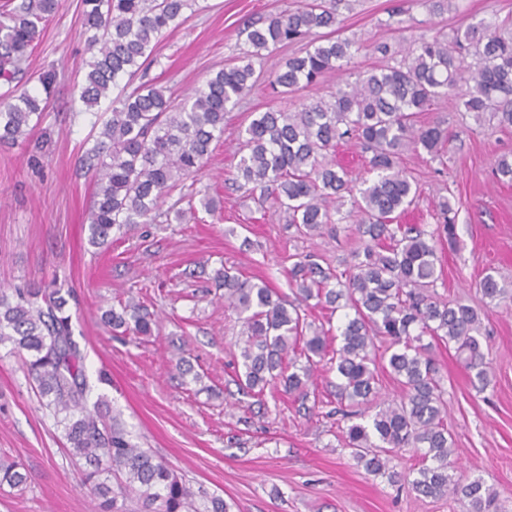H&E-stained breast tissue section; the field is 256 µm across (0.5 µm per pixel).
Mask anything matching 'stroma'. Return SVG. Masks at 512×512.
<instances>
[{"label": "stroma", "mask_w": 512, "mask_h": 512, "mask_svg": "<svg viewBox=\"0 0 512 512\" xmlns=\"http://www.w3.org/2000/svg\"><path fill=\"white\" fill-rule=\"evenodd\" d=\"M300 3L198 0L186 21L160 40L146 77L182 101L236 62L251 21ZM80 15V0H64L41 26L25 68L31 89L43 72L58 70L49 108L24 144L0 143V288L35 283L68 290L73 338L86 354L89 401L106 400L134 443L165 458L192 488L223 496L230 512H468L465 502L424 498L367 473L343 449L333 420L301 412L288 396L266 393L257 413L250 412L248 396L225 404L234 387L231 363L241 325L224 306L216 270L236 266L245 278L265 279L285 294L289 253L322 254L339 265L351 261L355 247L346 223L333 236L292 238L281 214L258 211L229 187L240 132L253 113L274 104L269 81L299 46L266 53L255 86L227 114L223 136L212 143L195 188L214 199L215 212L199 207L178 222L170 197L150 223L132 226L109 248H96L88 242L93 179L79 166L98 132L74 87L89 58ZM508 15L512 0H452L435 16L415 0H350L341 35L355 43L353 58L340 73L289 95L288 106L328 97L340 81L396 64L402 34L450 36ZM381 43L391 47L390 55L378 52ZM421 121L441 123L451 140L439 162L403 152L399 167L419 190L405 221L434 227L441 199H455L456 241L438 248L442 275L433 291L478 307L487 272L512 282V183L495 176L501 155L512 153V128L451 99L437 102ZM131 294L156 315L153 336L134 338L102 322L105 310ZM477 337L490 368L485 386L454 349L434 351L448 390L454 471L482 477L504 512H512V301L481 315ZM182 359L197 379L179 377ZM66 446L23 361L0 346V458L20 463L30 475L26 488L0 490V512H93L90 488Z\"/></svg>", "instance_id": "35a3bbf8"}]
</instances>
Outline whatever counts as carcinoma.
<instances>
[{"label": "carcinoma", "instance_id": "obj_1", "mask_svg": "<svg viewBox=\"0 0 512 512\" xmlns=\"http://www.w3.org/2000/svg\"><path fill=\"white\" fill-rule=\"evenodd\" d=\"M349 0H308L291 11L261 19L248 28L253 51L247 62L224 68L194 90L181 106L166 90L141 84L120 86L153 62L163 35L186 20L195 0H83L84 34L91 54L84 79L76 82L85 110L110 100L95 144L80 158L96 179L89 211V242L103 248L113 234L144 224L176 190L193 206L196 195L185 181L203 170L211 144L224 135V118L256 82L255 64L263 52L302 41L318 29L338 28L341 6ZM63 0H0V80L7 90L0 100V143L26 140L48 109L56 74L39 78L42 90L15 83L20 63L39 36V25L56 14ZM354 43L323 36L303 56H294L275 74L272 86L286 96L340 72ZM474 63L464 65L466 57ZM468 76H463V73ZM467 112H491L499 125L512 127V25L483 23L457 30L452 40L435 36L410 41L396 66L361 74L356 82L336 86L297 110L272 106L242 132L240 158L232 187L259 193L257 203H271L288 229L304 239L333 233L335 224L356 215L358 246L353 264L340 272L320 256L288 255L287 278L299 303L287 300L264 280L242 277L224 266L216 279L224 286V304L241 322L236 341L235 385L262 402L266 390L283 387L306 402L321 363L336 366V401L344 405L345 448L366 471L405 483L416 494H446L468 501L471 512H500L496 493L480 477L453 479L448 474L456 453L448 432L447 390L433 356L432 343L453 345L477 379L487 381L483 354L474 333L476 307L463 300L444 302L430 292L441 276L437 245L455 239L453 206L439 205L443 222L427 232L401 217L413 205L417 185L398 168L401 154L412 149L440 157L451 134L441 124L417 125L418 116L449 96L460 80ZM355 138L370 154L371 179L356 189L348 171L327 160L345 138ZM353 210L342 213L345 199ZM483 298L498 304L506 289L485 274ZM335 314L349 309L338 327L340 345L332 347L330 330L308 320L301 303ZM65 302L39 286L0 289V345L22 358L43 406L63 426L69 454L85 461L84 482L97 500L94 512H124L135 500L141 512H229L224 498L193 491L161 457L128 439L121 416L106 401L86 405L85 356L73 339ZM113 330L152 335L154 320L130 299L104 314ZM428 336L431 342L423 343ZM400 385L392 400H379L378 370ZM411 450L421 457L416 472L393 469L395 453ZM20 464L0 462V486L28 483Z\"/></svg>", "mask_w": 512, "mask_h": 512}]
</instances>
